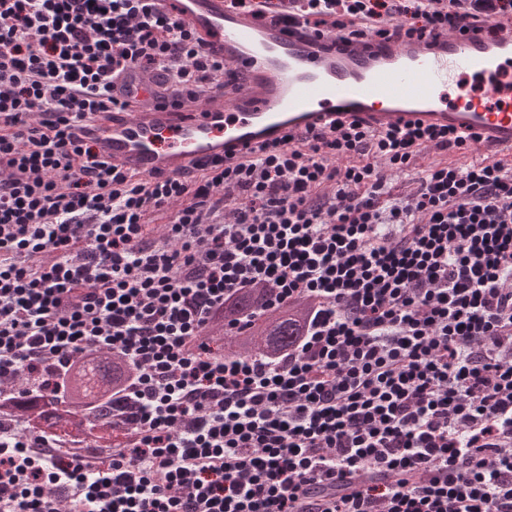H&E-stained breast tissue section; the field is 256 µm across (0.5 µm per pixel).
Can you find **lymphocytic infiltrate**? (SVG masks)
<instances>
[{"label":"lymphocytic infiltrate","mask_w":512,"mask_h":512,"mask_svg":"<svg viewBox=\"0 0 512 512\" xmlns=\"http://www.w3.org/2000/svg\"><path fill=\"white\" fill-rule=\"evenodd\" d=\"M230 5L351 37L512 16V0ZM131 69L192 99L224 79L155 0H0V380L60 398L96 353L131 369L109 455L0 418V512H60L58 488L69 512H512V167L421 171L462 138L339 125L190 180L127 176L74 128L125 109ZM160 213L165 247L145 239ZM255 287L263 314L310 302L302 338L277 361L215 354L205 329Z\"/></svg>","instance_id":"obj_1"}]
</instances>
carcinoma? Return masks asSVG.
<instances>
[{"mask_svg":"<svg viewBox=\"0 0 512 512\" xmlns=\"http://www.w3.org/2000/svg\"><path fill=\"white\" fill-rule=\"evenodd\" d=\"M262 289L251 288L241 293L224 309V320L252 317L259 305ZM308 311L304 300L278 311L262 315L247 325V331L226 336L221 324L211 329L208 341L224 356H257L276 360L293 348L302 336ZM129 373L118 357L103 352L87 362L70 377L75 400L59 405L41 394L23 393L0 400V407L18 420L31 424L29 431L44 428L52 432L76 433L100 447L112 443V407L106 399L109 384Z\"/></svg>","mask_w":512,"mask_h":512,"instance_id":"carcinoma-1","label":"carcinoma"}]
</instances>
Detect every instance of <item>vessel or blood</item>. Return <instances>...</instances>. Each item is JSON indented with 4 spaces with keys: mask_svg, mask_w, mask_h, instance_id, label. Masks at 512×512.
I'll return each mask as SVG.
<instances>
[{
    "mask_svg": "<svg viewBox=\"0 0 512 512\" xmlns=\"http://www.w3.org/2000/svg\"><path fill=\"white\" fill-rule=\"evenodd\" d=\"M157 2L223 61L226 81L173 109L158 105L156 78L129 72L130 111L96 113L78 131L117 171L194 176L339 124L445 129L465 136L469 151L512 166V27L391 40L330 27L316 36L226 0ZM467 77L479 92L449 98V83Z\"/></svg>",
    "mask_w": 512,
    "mask_h": 512,
    "instance_id": "1",
    "label": "vessel or blood"
}]
</instances>
